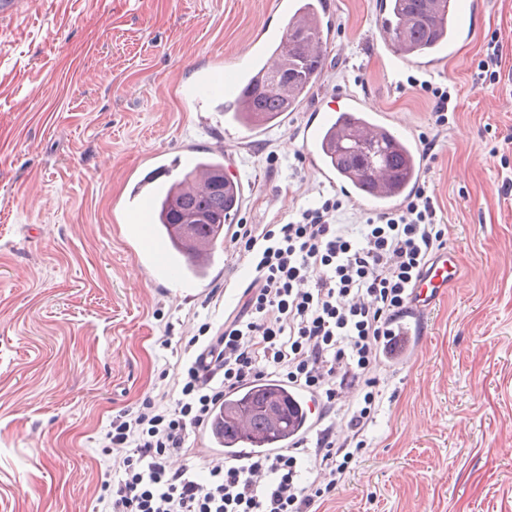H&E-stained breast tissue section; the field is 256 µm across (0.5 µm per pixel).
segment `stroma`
<instances>
[{
    "mask_svg": "<svg viewBox=\"0 0 512 512\" xmlns=\"http://www.w3.org/2000/svg\"><path fill=\"white\" fill-rule=\"evenodd\" d=\"M277 0H18L0 20V512H97L113 416L171 387L174 345L219 327L253 273L221 247L209 277L153 278L125 220V177L153 154L224 155L245 186L238 224H285L337 195L299 133L327 103L420 145L431 100L456 87L424 182L449 226L457 287L427 313L421 352L383 366L368 448L326 512H512V0H464L456 56L399 63L383 0H323L333 31L309 98L241 134L220 101L184 86L240 68ZM504 79L476 78L490 37ZM418 86H410V79Z\"/></svg>",
    "mask_w": 512,
    "mask_h": 512,
    "instance_id": "1",
    "label": "stroma"
}]
</instances>
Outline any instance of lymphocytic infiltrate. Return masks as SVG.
Segmentation results:
<instances>
[{"label": "lymphocytic infiltrate", "instance_id": "lymphocytic-infiltrate-1", "mask_svg": "<svg viewBox=\"0 0 512 512\" xmlns=\"http://www.w3.org/2000/svg\"><path fill=\"white\" fill-rule=\"evenodd\" d=\"M338 197L300 209L285 224H241L232 238L254 277L238 309L184 364L180 393L146 397L113 417L106 438L120 479L102 512H320L335 499L368 442L382 403L379 372L391 325L444 249L437 198L419 187L396 210L340 224ZM267 381L308 390L321 406L314 436L247 462L205 461L206 476L174 466L191 433L225 395ZM357 402L333 417L342 393ZM315 477L303 479L305 466Z\"/></svg>", "mask_w": 512, "mask_h": 512}]
</instances>
